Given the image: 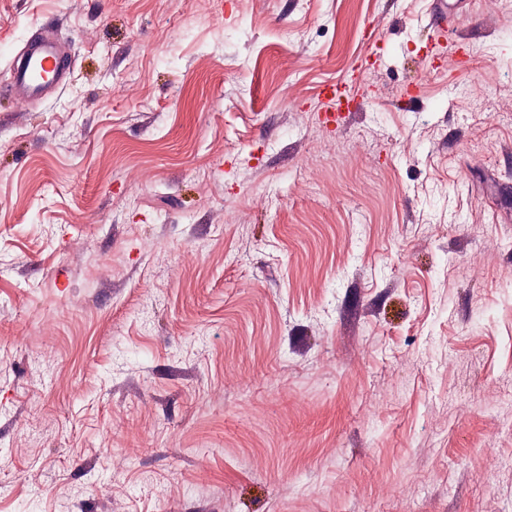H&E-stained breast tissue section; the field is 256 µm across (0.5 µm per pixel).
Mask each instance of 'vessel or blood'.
<instances>
[{
  "instance_id": "vessel-or-blood-1",
  "label": "vessel or blood",
  "mask_w": 512,
  "mask_h": 512,
  "mask_svg": "<svg viewBox=\"0 0 512 512\" xmlns=\"http://www.w3.org/2000/svg\"><path fill=\"white\" fill-rule=\"evenodd\" d=\"M465 7L466 0H437L429 24L434 42L446 40L449 24L463 13ZM67 62L62 43L53 35H43L13 57L8 89L24 101L43 99L62 86Z\"/></svg>"
}]
</instances>
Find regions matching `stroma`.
<instances>
[{
  "label": "stroma",
  "mask_w": 512,
  "mask_h": 512,
  "mask_svg": "<svg viewBox=\"0 0 512 512\" xmlns=\"http://www.w3.org/2000/svg\"><path fill=\"white\" fill-rule=\"evenodd\" d=\"M221 3L0 0V512H512V9ZM466 5H468V2L465 0L437 1L435 13L429 24L433 33V41L436 44H440L447 39L448 25L463 13ZM51 34L27 44L11 61L8 90L23 101L41 100L63 84L68 56Z\"/></svg>",
  "instance_id": "35a3bbf8"
}]
</instances>
